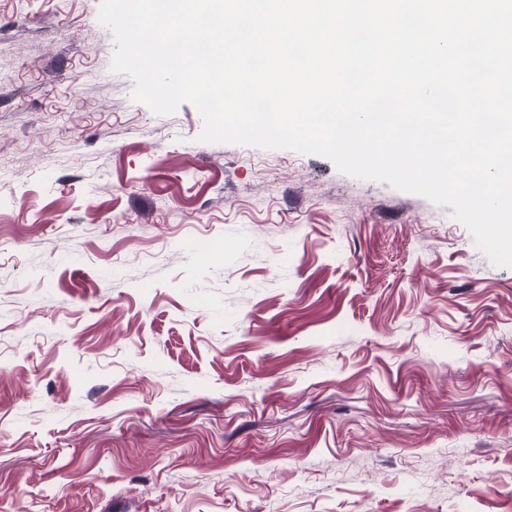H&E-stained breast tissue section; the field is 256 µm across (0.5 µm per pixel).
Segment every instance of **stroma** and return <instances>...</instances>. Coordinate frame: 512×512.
Masks as SVG:
<instances>
[{
    "mask_svg": "<svg viewBox=\"0 0 512 512\" xmlns=\"http://www.w3.org/2000/svg\"><path fill=\"white\" fill-rule=\"evenodd\" d=\"M98 7L0 0V512H512V266L133 100Z\"/></svg>",
    "mask_w": 512,
    "mask_h": 512,
    "instance_id": "35a3bbf8",
    "label": "stroma"
}]
</instances>
